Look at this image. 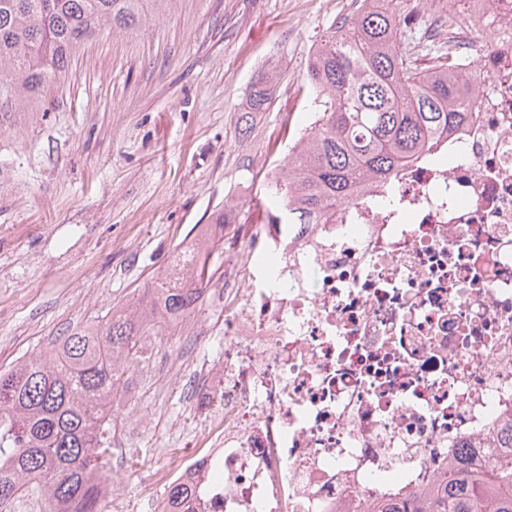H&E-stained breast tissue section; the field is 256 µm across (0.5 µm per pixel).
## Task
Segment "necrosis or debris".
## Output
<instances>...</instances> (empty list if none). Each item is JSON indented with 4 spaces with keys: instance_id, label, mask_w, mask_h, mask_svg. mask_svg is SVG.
Masks as SVG:
<instances>
[{
    "instance_id": "obj_1",
    "label": "necrosis or debris",
    "mask_w": 512,
    "mask_h": 512,
    "mask_svg": "<svg viewBox=\"0 0 512 512\" xmlns=\"http://www.w3.org/2000/svg\"><path fill=\"white\" fill-rule=\"evenodd\" d=\"M467 118L445 162L415 160L326 224H251L269 257L227 282L234 332L195 453L157 474L193 512H365L475 465L512 415V0H433Z\"/></svg>"
}]
</instances>
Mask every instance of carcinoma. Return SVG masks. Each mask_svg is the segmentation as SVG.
Masks as SVG:
<instances>
[{
	"label": "carcinoma",
	"instance_id": "obj_1",
	"mask_svg": "<svg viewBox=\"0 0 512 512\" xmlns=\"http://www.w3.org/2000/svg\"><path fill=\"white\" fill-rule=\"evenodd\" d=\"M170 0H0V95L31 105L66 72L80 48L107 27L136 29L145 6ZM354 10L327 29L308 62L314 120L302 129L271 181L273 211L263 224H326L336 206L366 184L387 183L405 164L434 157L438 141L463 123L454 54L417 41L407 0H352ZM273 78L261 77L237 118L244 134L271 102ZM207 241L186 263L144 289L132 313L73 329L47 354L0 373V509L23 487L45 489L48 512H104L111 407L143 336L174 330L197 308L211 280ZM481 468L448 459L440 485L405 502H373L368 512H512V418L492 438Z\"/></svg>",
	"mask_w": 512,
	"mask_h": 512
}]
</instances>
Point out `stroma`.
Listing matches in <instances>:
<instances>
[{
  "label": "stroma",
  "mask_w": 512,
  "mask_h": 512,
  "mask_svg": "<svg viewBox=\"0 0 512 512\" xmlns=\"http://www.w3.org/2000/svg\"><path fill=\"white\" fill-rule=\"evenodd\" d=\"M351 0H173L132 32L86 43L43 102H0V372L76 327L135 307L200 232L213 287L263 245L231 248L224 205L255 222L270 176L315 110L311 53ZM277 77L250 133L235 121L262 75ZM178 340L142 337L117 395L107 467L121 512L165 489L152 473L192 450L194 392L224 360V306L203 299Z\"/></svg>",
  "instance_id": "stroma-1"
}]
</instances>
